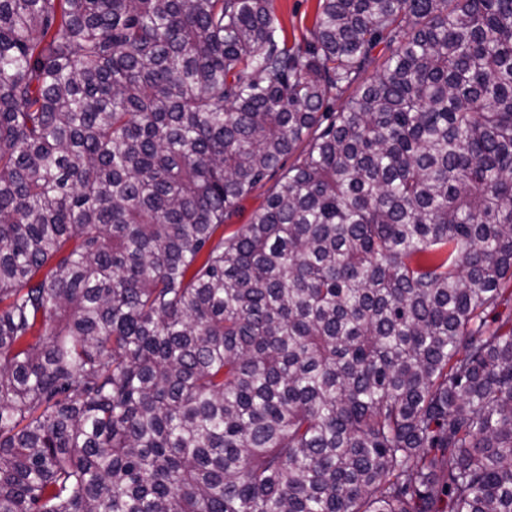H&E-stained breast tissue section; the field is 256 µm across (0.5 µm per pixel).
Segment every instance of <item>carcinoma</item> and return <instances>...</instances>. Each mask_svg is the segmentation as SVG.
Returning <instances> with one entry per match:
<instances>
[{"label":"carcinoma","mask_w":512,"mask_h":512,"mask_svg":"<svg viewBox=\"0 0 512 512\" xmlns=\"http://www.w3.org/2000/svg\"><path fill=\"white\" fill-rule=\"evenodd\" d=\"M269 3L0 0V512H512V0ZM317 0H273V12L291 45L309 38ZM278 176L270 179L265 186L253 191L250 195L243 198L238 205L236 214L224 223L218 231V234L224 230V236H229L239 231L244 224H248L253 213L258 211L265 203L268 190L273 186Z\"/></svg>","instance_id":"carcinoma-1"}]
</instances>
